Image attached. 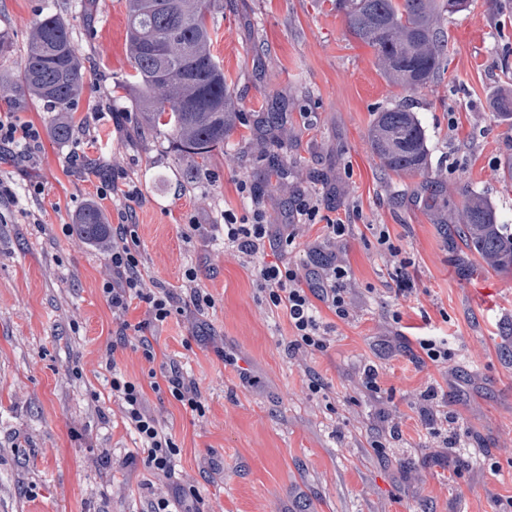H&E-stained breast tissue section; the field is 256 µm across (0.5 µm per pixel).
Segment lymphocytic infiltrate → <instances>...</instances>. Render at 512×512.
Here are the masks:
<instances>
[{
	"instance_id": "obj_1",
	"label": "lymphocytic infiltrate",
	"mask_w": 512,
	"mask_h": 512,
	"mask_svg": "<svg viewBox=\"0 0 512 512\" xmlns=\"http://www.w3.org/2000/svg\"><path fill=\"white\" fill-rule=\"evenodd\" d=\"M39 140L40 132L33 124L10 116L0 117V153L8 155L17 150L26 156L38 149ZM122 192L124 210L119 224L112 227V246L108 252L111 276L103 291L118 321L117 343L123 345L128 338H135L144 358L151 362L155 350L146 331L171 316L177 297L150 276L145 267L135 224L136 207L141 201L139 191L132 188ZM295 237L291 224L270 223L263 209L256 208L242 216L231 210L224 213V248L252 263L267 306L286 314L292 329L289 351L321 352L327 347L330 333L320 319L321 308H328L343 321L351 317L354 299L343 286L349 270L340 263L326 264L319 283L306 287L297 265L284 260L257 263V255L269 248L287 249ZM136 301L146 304L148 317L133 324L125 315ZM106 366L113 371L112 397L118 401L125 422L137 434L146 465L170 476L179 453L177 444L148 409L141 385L116 372L114 360H107Z\"/></svg>"
}]
</instances>
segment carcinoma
Segmentation results:
<instances>
[{
  "label": "carcinoma",
  "instance_id": "carcinoma-1",
  "mask_svg": "<svg viewBox=\"0 0 512 512\" xmlns=\"http://www.w3.org/2000/svg\"><path fill=\"white\" fill-rule=\"evenodd\" d=\"M217 0H126V48L134 80L114 81L133 98L145 127L164 129L184 183L198 179L230 132V86L213 54L206 15ZM348 34L370 47L386 80L406 91L433 83L447 52L446 24L470 7V0H330ZM86 80V66L73 28L60 14L39 15L25 42L19 79L4 89L16 105L34 99L55 113L50 136L67 141ZM492 107L512 127V89L497 93ZM370 147L382 171L396 175L427 166L426 131L406 105L376 113ZM463 223L457 235L466 248L500 273H512V225L501 224L480 194L465 186ZM73 233L100 249L112 245V229L94 203L72 217Z\"/></svg>",
  "mask_w": 512,
  "mask_h": 512
}]
</instances>
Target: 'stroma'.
<instances>
[{"label": "stroma", "mask_w": 512, "mask_h": 512, "mask_svg": "<svg viewBox=\"0 0 512 512\" xmlns=\"http://www.w3.org/2000/svg\"><path fill=\"white\" fill-rule=\"evenodd\" d=\"M80 2L0 0V34L13 44L0 77L17 76L27 33L52 6L85 60L76 115L89 119L59 143L52 113L26 105L15 116L41 134L36 161L0 160V180L17 193L0 201V512H144L159 491L177 512H512V339L502 331L512 274L485 265L448 227L466 185L512 218V182L501 177L512 126L490 110L495 91L512 89V0L497 11L471 0L454 15L444 72L415 92L386 81L329 0H221L208 24L234 92L233 132L184 189L167 138L133 135L138 111L111 93L133 72L124 0H91L85 12ZM403 102L426 130L422 174L382 172L368 143L375 113ZM272 111L279 122L268 141L259 122ZM77 154L125 170L140 190L137 233L151 275L185 298L183 273L195 268L213 299L204 313L187 307L153 328L155 362L134 343L113 347L108 255L63 230L85 203L112 225L124 205L122 194H100L99 175L70 165ZM32 182L42 186L35 198L24 194ZM302 191L350 226L336 259L350 270L353 317L343 323L321 308L334 330L314 354L286 352V316L265 307L250 267L217 240L225 210L259 207L277 224ZM192 219L206 230L188 242ZM383 229L410 263L411 297L398 292ZM403 326L447 335L451 368L412 363L396 338ZM110 356L178 445L172 478L138 454L109 393ZM169 361L197 384L204 415L151 389V372ZM368 364L379 372L374 391L361 384ZM312 374L326 395L308 390ZM431 386L465 446L488 449L481 465L459 471L440 460L441 441L420 416ZM382 410L394 435L375 430Z\"/></svg>", "instance_id": "stroma-1"}]
</instances>
